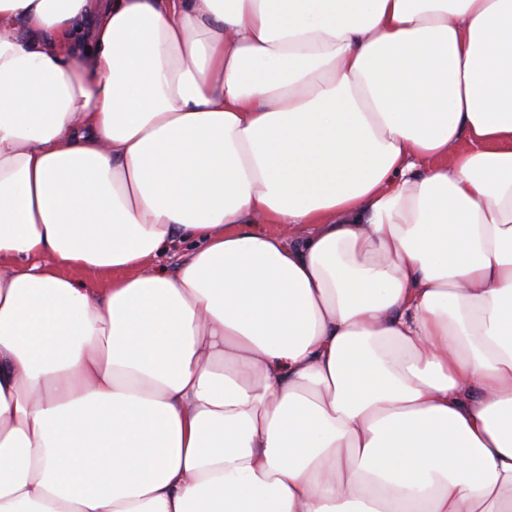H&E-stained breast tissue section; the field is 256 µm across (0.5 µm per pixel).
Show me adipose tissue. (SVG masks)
I'll list each match as a JSON object with an SVG mask.
<instances>
[{
	"mask_svg": "<svg viewBox=\"0 0 512 512\" xmlns=\"http://www.w3.org/2000/svg\"><path fill=\"white\" fill-rule=\"evenodd\" d=\"M0 512H512V0H0Z\"/></svg>",
	"mask_w": 512,
	"mask_h": 512,
	"instance_id": "ef3b65f1",
	"label": "adipose tissue"
}]
</instances>
